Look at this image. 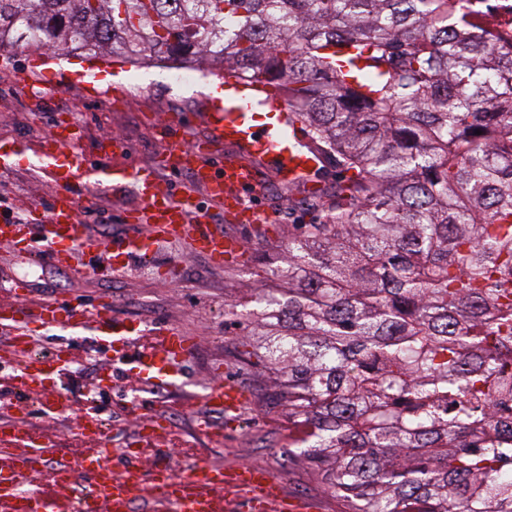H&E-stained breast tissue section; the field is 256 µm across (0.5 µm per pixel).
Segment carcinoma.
<instances>
[{"label":"carcinoma","instance_id":"cac0c4a2","mask_svg":"<svg viewBox=\"0 0 512 512\" xmlns=\"http://www.w3.org/2000/svg\"><path fill=\"white\" fill-rule=\"evenodd\" d=\"M474 31L459 0H0L1 52L222 71L336 162L229 314L347 512H512V56Z\"/></svg>","mask_w":512,"mask_h":512}]
</instances>
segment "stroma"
Wrapping results in <instances>:
<instances>
[{
    "label": "stroma",
    "mask_w": 512,
    "mask_h": 512,
    "mask_svg": "<svg viewBox=\"0 0 512 512\" xmlns=\"http://www.w3.org/2000/svg\"><path fill=\"white\" fill-rule=\"evenodd\" d=\"M218 81V75L209 73L175 84L164 67L60 58L46 49L0 54V146L25 152L20 161L0 165V196L6 197L20 218H35V204L45 202L54 191L52 184L35 174L36 146L60 119L75 122L80 135L77 149L90 159L96 158L106 137L117 135L127 146L126 162L155 165L163 145L154 126L140 118L146 107L155 109L159 120L170 109L182 113V142L204 143L205 130L195 114L199 103L211 98ZM265 180L260 202L269 215L267 223L224 227L226 236L239 241L240 258L217 266L204 254L171 244L162 249L159 260L177 266L175 279H165L156 267L140 263L103 277L88 268L85 255L78 256L74 269H61L45 259L20 261L0 245V298L11 295L18 279L30 283L27 301L31 304L64 297L90 307L103 295L116 317L135 320L145 328L165 325L191 337L194 351L184 377L159 396L146 390L131 392L127 379L112 392L99 394V378L110 363L106 350L89 337L75 340L47 329L37 332L34 346L50 352L72 343L89 350V370L65 379L63 386L72 400L95 401L100 418L109 424L113 447H137L138 414L162 411L172 430L189 444L190 461H205L228 472L246 462L263 466L280 481L284 496L305 500L312 512H345L344 501L321 482L304 458L289 456L293 433L284 407L272 398L269 371L248 358L236 329L224 327L227 303L259 287L264 270L277 257L274 244L287 240L296 225L311 222L317 214L310 200L289 204L280 193L276 173L267 172ZM93 196L94 213L88 219L91 233L101 239L124 235L122 216L136 207V200L101 190ZM219 369L245 391V405L237 413L212 409L204 400ZM79 417L76 411L49 416L37 412L30 422L54 443L56 458L72 462L77 458L74 442ZM204 422L215 429L216 438L200 433Z\"/></svg>",
    "instance_id": "stroma-1"
}]
</instances>
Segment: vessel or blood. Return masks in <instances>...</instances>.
I'll list each match as a JSON object with an SVG mask.
<instances>
[{"mask_svg": "<svg viewBox=\"0 0 512 512\" xmlns=\"http://www.w3.org/2000/svg\"><path fill=\"white\" fill-rule=\"evenodd\" d=\"M249 103L234 100L214 103L203 120L212 139L235 146L239 157L217 162L202 148L185 147L178 138L181 123L168 119L159 130L165 143L162 163L148 169L123 162L126 152L119 136L108 137L96 161H89L71 149L73 128L55 127L41 141L37 152L44 171L55 184L50 198L49 215L42 224H23L0 220V243L25 259L49 258L63 268H72L79 254L96 252L105 263L97 265V274L107 276L126 268L133 261L155 263L159 243L183 241L196 252L205 254L215 265L239 254V243L225 237L223 231L210 224L191 194L177 193L170 173L189 171L194 184L224 212L226 222L262 224L267 219L263 209L247 205L249 190L255 189L260 166L279 172L282 178L302 180L318 187V163L309 153L299 149L296 140L284 141L271 132L254 129L250 122ZM102 188L120 194L134 188L139 204L124 217L125 235L107 241L94 239L87 225L78 218L80 210L92 203L91 188ZM25 283H17L13 302L0 303V324L9 327L12 337L8 350L17 361L15 387L41 402L45 413L63 414L71 405L67 391L56 395L44 392L45 382L62 376L60 365L39 361L32 352L34 327H55L72 336L94 331L96 338L112 341L114 378L133 376L146 388L170 387L182 377V363L192 352L191 340L178 331L161 326L144 333L139 325L113 316L107 301H98L96 320H89L83 304H65L44 299L25 306L17 298L27 296ZM152 338L151 347L141 345L143 335ZM206 402L224 412L238 411L245 397L241 385L216 373L206 395ZM22 405L14 401L0 409V512H70L67 503L57 495L63 479L83 473L93 489L98 504L96 512H132L137 489L153 486L158 490L154 502L162 512H230L231 503L241 494L253 499L279 494L277 480L259 467L238 469L229 473L206 463H199L188 474L178 473L168 463L143 464L138 451L114 458L108 433L99 425L95 411H87L79 431L93 441L79 461L78 468L56 466L48 475L47 486L25 488L23 474L54 448L21 417ZM167 429L158 415L141 417V447L157 443Z\"/></svg>", "mask_w": 512, "mask_h": 512, "instance_id": "b4317fda", "label": "vessel or blood"}]
</instances>
